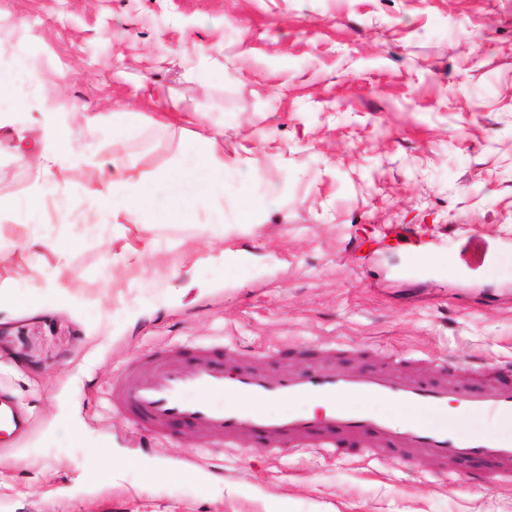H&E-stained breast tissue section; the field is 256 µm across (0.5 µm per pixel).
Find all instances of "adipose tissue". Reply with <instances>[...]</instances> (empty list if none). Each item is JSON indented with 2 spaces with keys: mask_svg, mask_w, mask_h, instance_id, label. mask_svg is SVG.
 I'll return each mask as SVG.
<instances>
[{
  "mask_svg": "<svg viewBox=\"0 0 512 512\" xmlns=\"http://www.w3.org/2000/svg\"><path fill=\"white\" fill-rule=\"evenodd\" d=\"M73 121L95 129L103 126L106 118L83 108L72 109L64 116L48 112L40 137L22 134L17 139V157L34 166L42 179L40 192L30 196L23 206L26 221H33L42 211L45 194L56 191L60 169L85 167L91 179L80 201L102 217H122L147 231L162 224H193L212 239L234 232L236 225L199 220L201 211L212 209L224 198L223 132L195 134L181 146L171 168L146 174L128 165L115 174L108 161L76 151L69 131Z\"/></svg>",
  "mask_w": 512,
  "mask_h": 512,
  "instance_id": "obj_1",
  "label": "adipose tissue"
}]
</instances>
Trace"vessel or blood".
<instances>
[{
	"mask_svg": "<svg viewBox=\"0 0 512 512\" xmlns=\"http://www.w3.org/2000/svg\"><path fill=\"white\" fill-rule=\"evenodd\" d=\"M193 359L176 351H159L138 359L113 378L109 397L144 432L159 434L176 422L193 428L210 448L256 445L278 453L311 448L341 451L350 447L363 456L402 450L410 457L440 465L483 460L494 467L487 486L512 478V433L469 429L468 417L512 419V365L483 362L474 380L456 375L447 361L436 363V379L415 368L412 359L391 365L349 368L317 354L309 369L280 366L269 372L238 356L214 359L208 344L195 347ZM359 397L337 406V395ZM324 401L312 411L310 400ZM260 400L290 402L291 411L273 414L256 406ZM380 403L417 410L395 421L377 412Z\"/></svg>",
	"mask_w": 512,
	"mask_h": 512,
	"instance_id": "1",
	"label": "vessel or blood"
}]
</instances>
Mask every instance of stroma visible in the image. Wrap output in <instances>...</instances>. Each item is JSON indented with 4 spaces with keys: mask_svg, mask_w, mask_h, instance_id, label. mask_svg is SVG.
Instances as JSON below:
<instances>
[{
    "mask_svg": "<svg viewBox=\"0 0 512 512\" xmlns=\"http://www.w3.org/2000/svg\"><path fill=\"white\" fill-rule=\"evenodd\" d=\"M208 48L187 71L182 43ZM37 48L32 107L0 120V270L50 295L0 311V392L28 411L23 440L0 435V512H512V483L391 451L208 448L187 426L140 436L108 388L137 358L220 343L276 370L314 349L348 367L394 356L473 378L512 362V0H0V47ZM193 99L224 131V208L269 199L257 229L202 263L173 229L147 263L113 269L111 224L81 234L62 205L88 181L59 171L33 234L80 243L29 259L16 219L37 191L14 155L45 104L118 113L76 124L74 142L151 173L175 161L192 124H156ZM418 251L445 256L423 269ZM77 419L82 442L63 425ZM124 461L109 482L86 464Z\"/></svg>",
    "mask_w": 512,
    "mask_h": 512,
    "instance_id": "obj_1",
    "label": "stroma"
}]
</instances>
